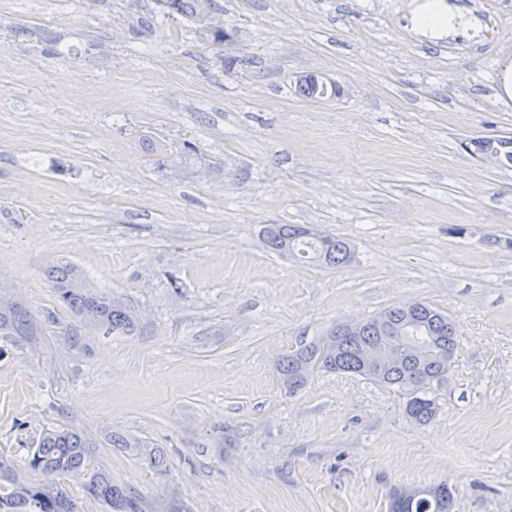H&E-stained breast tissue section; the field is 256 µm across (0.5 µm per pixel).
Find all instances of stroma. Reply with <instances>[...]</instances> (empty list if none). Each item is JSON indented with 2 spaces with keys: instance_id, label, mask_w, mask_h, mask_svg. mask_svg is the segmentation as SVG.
<instances>
[{
  "instance_id": "1",
  "label": "stroma",
  "mask_w": 512,
  "mask_h": 512,
  "mask_svg": "<svg viewBox=\"0 0 512 512\" xmlns=\"http://www.w3.org/2000/svg\"><path fill=\"white\" fill-rule=\"evenodd\" d=\"M218 2L240 51L155 0H0V299L36 327L0 335V453L72 426L116 483L193 512H388L391 487L441 482L454 512H512V167L469 149L512 134V0H450L474 24L442 39L412 30L421 0ZM270 224L354 256L270 252ZM67 263L134 334L60 305ZM416 301L459 329L429 424L359 376L282 387L286 351ZM111 442L112 447L125 448L151 468L161 469L163 467L164 453L158 448H149L145 441L135 436L112 433Z\"/></svg>"
}]
</instances>
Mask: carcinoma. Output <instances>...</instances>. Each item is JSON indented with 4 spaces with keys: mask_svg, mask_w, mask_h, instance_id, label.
<instances>
[{
    "mask_svg": "<svg viewBox=\"0 0 512 512\" xmlns=\"http://www.w3.org/2000/svg\"><path fill=\"white\" fill-rule=\"evenodd\" d=\"M165 15H179L217 46L224 45V11L214 0H158ZM325 82L313 76L300 80L298 92L307 97L321 96ZM336 94V85H329ZM474 153L491 156L496 162L512 161V138L482 137L472 141ZM265 244L279 253L295 254L311 262L339 266L351 260L349 244L337 237L309 234L295 224H271ZM51 278L62 306L90 330L126 335L136 329L132 311L108 301L96 293L69 269H56ZM391 332L382 330L373 317L362 322L359 332L349 333L338 326L320 341L304 345L283 355L277 362L282 385L290 393L305 386L316 370L350 373L380 385L396 388L407 396L406 413L416 423L426 425L437 412L436 403L426 390L448 371L457 349V328L445 314L422 302H412L381 312ZM28 315L14 308L0 310V332L25 336L29 333ZM416 342L421 355L400 351V362L383 371L368 368L361 355L368 345L394 348L402 341ZM112 447L124 448L148 466L160 469L164 453L132 435L114 434ZM84 435L68 427L43 430L32 440L24 459L27 470L44 476L32 481L19 474L10 459L0 455V512H79L65 487V479L80 476L84 491L104 505L106 512H190L177 498L170 496L148 501L112 480L104 470L89 471ZM388 512H448V485L441 483L419 488V495L405 499L400 488L388 497Z\"/></svg>",
    "mask_w": 512,
    "mask_h": 512,
    "instance_id": "carcinoma-1",
    "label": "carcinoma"
}]
</instances>
